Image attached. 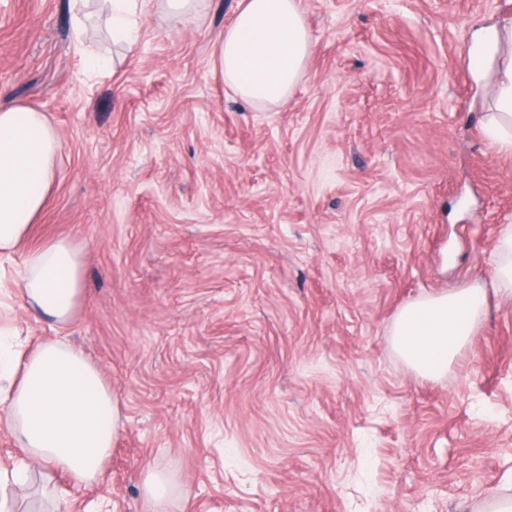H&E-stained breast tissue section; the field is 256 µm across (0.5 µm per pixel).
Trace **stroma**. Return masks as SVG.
Returning <instances> with one entry per match:
<instances>
[{
  "instance_id": "1",
  "label": "stroma",
  "mask_w": 512,
  "mask_h": 512,
  "mask_svg": "<svg viewBox=\"0 0 512 512\" xmlns=\"http://www.w3.org/2000/svg\"><path fill=\"white\" fill-rule=\"evenodd\" d=\"M239 0L186 21L148 0L131 51L103 10L87 71L71 0H0V91L45 113L61 151L26 247L84 252L68 340L121 423L101 482L59 503L30 472L24 512H142L147 467L171 512H484L512 498V301L494 292L512 152L487 132L495 87L473 33L512 0H301L312 40L282 106L237 99L214 40ZM0 326L57 336L11 296ZM481 282L489 309L446 375L393 347L399 310ZM72 1V11H73V24H74V35L76 47L78 50L82 51V55H84L87 59L88 66L91 69L103 71L109 68L110 63L107 59L94 55L90 53L84 46L82 41V36L84 33L85 27V17L86 13L84 12L85 4L82 2H86L87 0H71ZM175 486V476L166 469L147 468L140 483L143 512H169L167 508Z\"/></svg>"
}]
</instances>
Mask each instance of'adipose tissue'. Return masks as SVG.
Here are the masks:
<instances>
[{"instance_id": "1", "label": "adipose tissue", "mask_w": 512, "mask_h": 512, "mask_svg": "<svg viewBox=\"0 0 512 512\" xmlns=\"http://www.w3.org/2000/svg\"><path fill=\"white\" fill-rule=\"evenodd\" d=\"M108 2L106 30L113 44L133 45L139 0ZM310 50L300 0H241L233 23L212 44L211 64L241 101L279 106L301 79ZM476 66L494 72L492 141L512 151L511 27L485 39ZM60 151L44 113L0 104V259L21 254L14 284L24 307L63 330L85 291L81 249L65 238L21 249L54 182ZM487 307V290L478 283L412 301L394 319L393 346L417 374L444 375L471 344ZM120 419L111 387L81 349L58 338L31 346L19 334H0V427L20 452L11 470H0V512H12L7 484L25 482L34 465L72 488L95 485ZM175 486L169 471L147 468L140 483L143 512H167Z\"/></svg>"}]
</instances>
